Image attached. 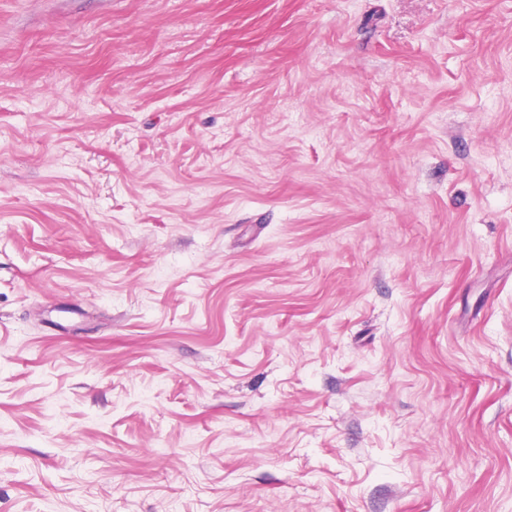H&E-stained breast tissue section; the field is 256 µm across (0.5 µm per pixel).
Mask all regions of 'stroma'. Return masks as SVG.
<instances>
[{
	"instance_id": "35a3bbf8",
	"label": "stroma",
	"mask_w": 512,
	"mask_h": 512,
	"mask_svg": "<svg viewBox=\"0 0 512 512\" xmlns=\"http://www.w3.org/2000/svg\"><path fill=\"white\" fill-rule=\"evenodd\" d=\"M0 512H512V0H0Z\"/></svg>"
}]
</instances>
